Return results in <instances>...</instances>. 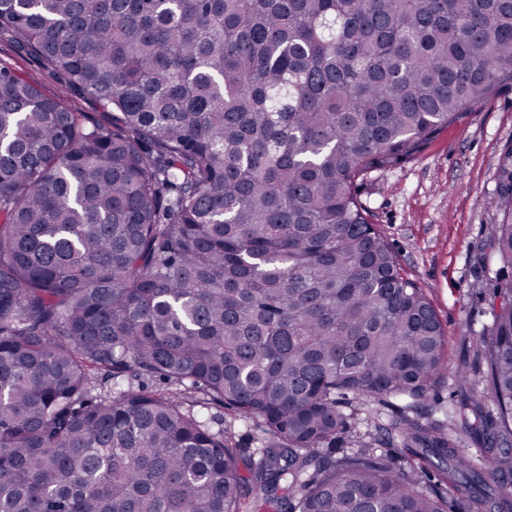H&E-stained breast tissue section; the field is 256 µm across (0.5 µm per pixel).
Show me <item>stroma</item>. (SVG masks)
<instances>
[{
	"label": "stroma",
	"mask_w": 512,
	"mask_h": 512,
	"mask_svg": "<svg viewBox=\"0 0 512 512\" xmlns=\"http://www.w3.org/2000/svg\"><path fill=\"white\" fill-rule=\"evenodd\" d=\"M0 64L48 95L62 87L31 57L0 42ZM512 148V88L462 113L414 158L360 181L358 197L448 333L451 369L474 366L471 337L490 321L493 281L481 258L493 224L498 162Z\"/></svg>",
	"instance_id": "stroma-1"
}]
</instances>
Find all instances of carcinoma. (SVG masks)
<instances>
[{
	"mask_svg": "<svg viewBox=\"0 0 512 512\" xmlns=\"http://www.w3.org/2000/svg\"><path fill=\"white\" fill-rule=\"evenodd\" d=\"M0 41L66 92L0 67V512H512V148L461 431L356 195L512 85V0H0Z\"/></svg>",
	"mask_w": 512,
	"mask_h": 512,
	"instance_id": "carcinoma-1",
	"label": "carcinoma"
}]
</instances>
